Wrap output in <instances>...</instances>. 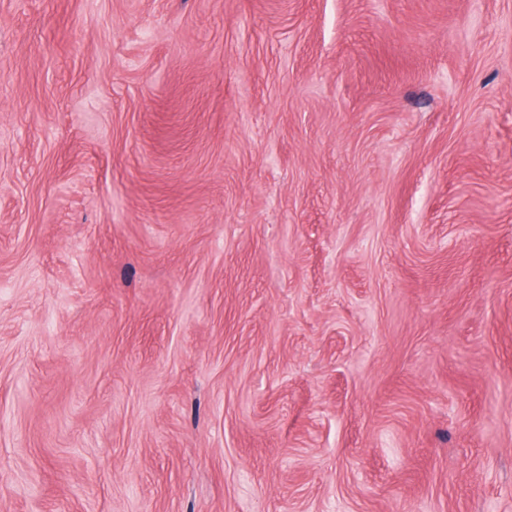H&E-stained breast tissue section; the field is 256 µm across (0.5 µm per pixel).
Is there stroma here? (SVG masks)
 <instances>
[{
  "label": "stroma",
  "instance_id": "1",
  "mask_svg": "<svg viewBox=\"0 0 512 512\" xmlns=\"http://www.w3.org/2000/svg\"><path fill=\"white\" fill-rule=\"evenodd\" d=\"M512 0H0L5 512H512Z\"/></svg>",
  "mask_w": 512,
  "mask_h": 512
}]
</instances>
